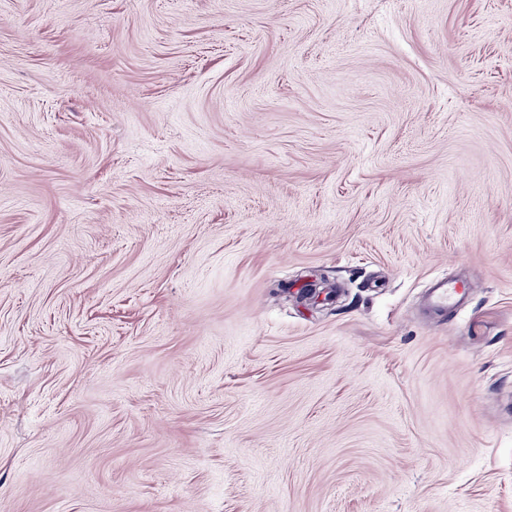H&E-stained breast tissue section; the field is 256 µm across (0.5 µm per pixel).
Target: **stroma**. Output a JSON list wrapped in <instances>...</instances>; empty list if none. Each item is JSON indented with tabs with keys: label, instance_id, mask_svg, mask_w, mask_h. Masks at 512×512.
<instances>
[{
	"label": "stroma",
	"instance_id": "1",
	"mask_svg": "<svg viewBox=\"0 0 512 512\" xmlns=\"http://www.w3.org/2000/svg\"><path fill=\"white\" fill-rule=\"evenodd\" d=\"M0 512H512V0H0Z\"/></svg>",
	"mask_w": 512,
	"mask_h": 512
}]
</instances>
